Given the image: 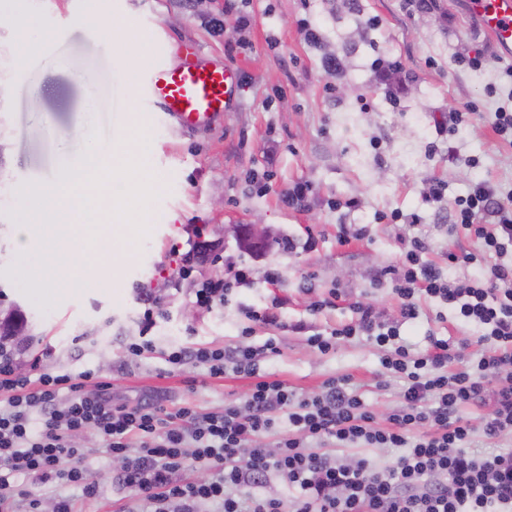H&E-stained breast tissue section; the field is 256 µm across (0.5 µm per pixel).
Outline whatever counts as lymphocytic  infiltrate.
<instances>
[{"instance_id":"f902f5d3","label":"lymphocytic infiltrate","mask_w":512,"mask_h":512,"mask_svg":"<svg viewBox=\"0 0 512 512\" xmlns=\"http://www.w3.org/2000/svg\"><path fill=\"white\" fill-rule=\"evenodd\" d=\"M496 188L473 182L459 199L453 230L464 232L476 251L461 253L479 271L468 283L452 284L425 260L427 246L414 238L385 271L401 300L400 318L383 322L375 308L355 304V321L308 338L320 354L335 350L339 339L367 337L382 349V364L406 382L402 406L388 428L373 425V413L346 377L327 380L321 391L295 400L287 386L260 373L262 354L276 352L274 342L249 345L250 323L282 326L281 300L245 311L241 345L231 349L183 348L169 354L173 364L194 362L211 377L225 372L250 378L243 405L225 404L208 413L191 407L167 409L147 401L112 405L106 383L85 390L68 374L20 371L26 344L0 336V512H19L11 479L33 475L63 479L84 497L98 494L96 483L79 469H62L76 455L75 433L89 430L108 437L107 451L122 459L116 477L128 496L119 512H512V453L481 457L464 444L473 428L495 438L512 430V211L496 205ZM492 224L480 223L485 213ZM440 299L456 315L481 326L478 344L485 354L470 361L463 350L432 339V350L412 353L400 339V323L419 315L417 295ZM69 390L61 399V390ZM490 404L491 411L472 423L466 411ZM295 429L293 437L266 448L261 436H275L280 417ZM365 448H395L398 456L380 467L362 456ZM206 467L204 480L179 478L191 465ZM280 476L299 494L292 504L257 496L253 487Z\"/></svg>"}]
</instances>
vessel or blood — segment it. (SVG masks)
I'll return each instance as SVG.
<instances>
[{
	"label": "vessel or blood",
	"mask_w": 512,
	"mask_h": 512,
	"mask_svg": "<svg viewBox=\"0 0 512 512\" xmlns=\"http://www.w3.org/2000/svg\"><path fill=\"white\" fill-rule=\"evenodd\" d=\"M465 5L492 47L512 57V0H465ZM170 54V43L161 42L136 64L135 81L142 96L179 129L222 121L235 105L238 68L204 64L195 48L186 50L177 63L170 61Z\"/></svg>",
	"instance_id": "b4317fda"
}]
</instances>
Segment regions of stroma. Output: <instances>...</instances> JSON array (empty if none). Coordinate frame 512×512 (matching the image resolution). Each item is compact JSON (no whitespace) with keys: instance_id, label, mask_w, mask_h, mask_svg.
<instances>
[{"instance_id":"stroma-1","label":"stroma","mask_w":512,"mask_h":512,"mask_svg":"<svg viewBox=\"0 0 512 512\" xmlns=\"http://www.w3.org/2000/svg\"><path fill=\"white\" fill-rule=\"evenodd\" d=\"M242 15L248 27L239 25ZM111 18L130 19L150 42H193L203 60L237 66L241 90L224 122L190 131L158 118L131 125L147 107L134 61L97 34ZM310 25L318 42L306 35ZM478 54L485 66H462ZM330 57L341 58L340 72L325 70ZM395 61L399 72L382 73ZM504 68L462 0H428L424 8L415 0H0V310L23 312L41 369L93 371L111 383L117 404L133 406L154 393L171 408L209 411L240 400L249 379L230 371L213 378L199 364H170L168 355L237 345L244 309L264 308L277 296L284 327L257 323L249 338L279 348L260 360L261 372L299 399L329 378L349 377L375 425L388 426L404 382L383 367L381 352L356 336L323 355L307 339L354 320L357 302L375 306L383 320L398 319L390 282L375 275L399 255L401 239L426 241V260L451 278L473 274L472 266L448 263L449 252L476 247L452 231V215L478 177L497 185L501 205L512 209V144L492 128L499 107H512ZM91 100L102 146L135 136L162 195L151 206L149 235L106 283H63L44 301L19 275L26 261L16 249L22 196L39 179L79 165L81 148L61 152L58 136ZM466 103L476 105L475 114L449 134V107ZM257 175L266 176L265 191ZM433 179L446 185L437 201L428 195ZM297 182L312 187L303 209L281 199ZM256 221L274 235L248 250L231 228ZM345 224L367 226V237L340 245ZM287 241L293 249H284ZM231 259L251 268L250 282L224 303L198 308L199 283L224 277ZM185 261L193 272L183 278ZM271 268L280 270L279 283L267 282ZM336 288L343 296L335 307L313 312ZM146 293L164 301L147 335L154 350L128 358L123 347L139 337ZM418 305V318L400 328L413 352L428 350L435 336L453 347L468 342V356L481 355L477 325L460 322L439 299L423 296ZM106 446L94 436L92 447L62 463L99 482L95 499L62 481L19 475L13 483L25 500H40L43 512L59 498L76 499L81 512H117L124 495L112 484L119 468Z\"/></svg>"}]
</instances>
